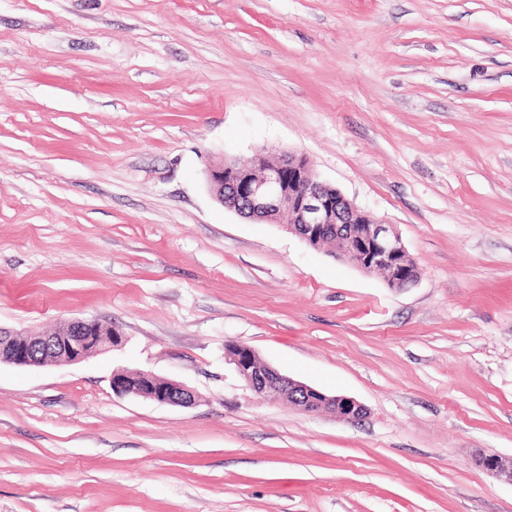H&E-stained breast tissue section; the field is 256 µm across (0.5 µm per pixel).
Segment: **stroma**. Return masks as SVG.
<instances>
[{
	"mask_svg": "<svg viewBox=\"0 0 512 512\" xmlns=\"http://www.w3.org/2000/svg\"><path fill=\"white\" fill-rule=\"evenodd\" d=\"M260 148L417 281L225 210L206 168ZM72 318L125 343L0 365V512H512L474 463L512 456V0H0V326ZM230 341L365 415L260 398ZM136 377L143 380L140 387L131 384ZM148 384V385H147ZM112 390L122 396H133L171 406L193 405L196 394L188 386L169 379H160L148 371L131 373L118 369L112 374Z\"/></svg>",
	"mask_w": 512,
	"mask_h": 512,
	"instance_id": "stroma-1",
	"label": "stroma"
}]
</instances>
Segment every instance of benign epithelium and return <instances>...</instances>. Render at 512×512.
Listing matches in <instances>:
<instances>
[{"label":"benign epithelium","mask_w":512,"mask_h":512,"mask_svg":"<svg viewBox=\"0 0 512 512\" xmlns=\"http://www.w3.org/2000/svg\"><path fill=\"white\" fill-rule=\"evenodd\" d=\"M206 179L224 209L246 219L276 216L277 223L292 225L309 245L334 233L338 258L363 271H389L391 288L403 289L414 283L403 275V260L410 255L394 228L320 180L304 156L288 152L272 160L266 150L257 149L250 156L226 158L212 166ZM122 343L121 334L112 325L97 319L63 321L52 335L33 328L0 327V364H75ZM248 352L253 349L230 341L224 356L246 385L266 400L291 399L306 414L332 413L349 422L365 414L364 406L352 397L329 396L268 364L255 366L246 356ZM112 391L171 406L186 407L196 401V394L188 386L160 379L148 371H114ZM483 468L512 485V458L490 455Z\"/></svg>","instance_id":"1"}]
</instances>
